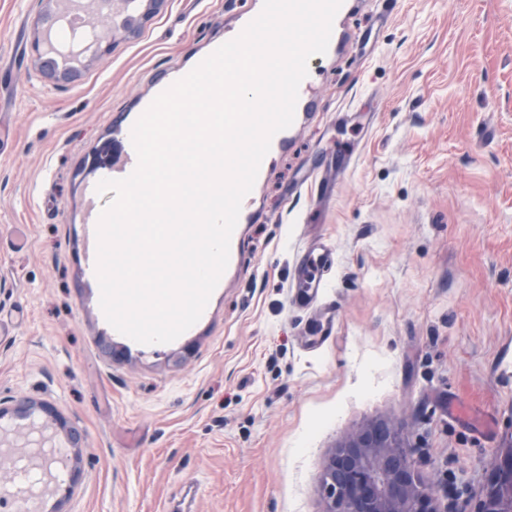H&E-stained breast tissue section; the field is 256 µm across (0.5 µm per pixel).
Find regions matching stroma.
<instances>
[{
    "mask_svg": "<svg viewBox=\"0 0 512 512\" xmlns=\"http://www.w3.org/2000/svg\"><path fill=\"white\" fill-rule=\"evenodd\" d=\"M258 7L140 0L110 37L87 31L66 81L34 45L51 0H0V67L23 60L0 95V449L79 435L69 495L0 470V512H324L339 440L396 416L437 512H475L512 446V0H343L199 321L145 345L106 320L86 226L112 196L95 188L158 88ZM303 167L331 179L327 208L317 185L288 193ZM307 229L336 251L315 351L313 310L288 302Z\"/></svg>",
    "mask_w": 512,
    "mask_h": 512,
    "instance_id": "stroma-1",
    "label": "stroma"
}]
</instances>
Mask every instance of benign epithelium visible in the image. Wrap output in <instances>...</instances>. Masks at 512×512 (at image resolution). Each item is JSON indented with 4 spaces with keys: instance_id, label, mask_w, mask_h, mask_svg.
Here are the masks:
<instances>
[{
    "instance_id": "1",
    "label": "benign epithelium",
    "mask_w": 512,
    "mask_h": 512,
    "mask_svg": "<svg viewBox=\"0 0 512 512\" xmlns=\"http://www.w3.org/2000/svg\"><path fill=\"white\" fill-rule=\"evenodd\" d=\"M322 488L326 512H437L398 419L346 436L330 456ZM475 512H512V447L495 457L492 482Z\"/></svg>"
}]
</instances>
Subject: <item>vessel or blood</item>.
Segmentation results:
<instances>
[{
	"mask_svg": "<svg viewBox=\"0 0 512 512\" xmlns=\"http://www.w3.org/2000/svg\"><path fill=\"white\" fill-rule=\"evenodd\" d=\"M334 248L322 241L304 243L298 250L294 266L291 292L288 296L291 306L312 309L317 313L319 332L305 339L308 347L318 348L325 342L335 323L336 308L326 298L329 286L328 274L334 264Z\"/></svg>",
	"mask_w": 512,
	"mask_h": 512,
	"instance_id": "obj_1",
	"label": "vessel or blood"
}]
</instances>
